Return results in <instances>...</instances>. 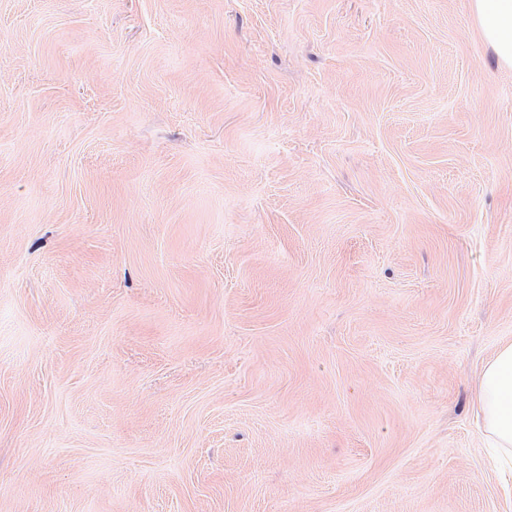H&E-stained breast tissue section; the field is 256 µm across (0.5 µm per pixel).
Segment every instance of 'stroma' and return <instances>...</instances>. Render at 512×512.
Returning <instances> with one entry per match:
<instances>
[{"mask_svg":"<svg viewBox=\"0 0 512 512\" xmlns=\"http://www.w3.org/2000/svg\"><path fill=\"white\" fill-rule=\"evenodd\" d=\"M507 340L470 0H0V512H508ZM472 408L482 419L484 439L501 458V489L512 500V341L501 343L484 363Z\"/></svg>","mask_w":512,"mask_h":512,"instance_id":"obj_1","label":"stroma"}]
</instances>
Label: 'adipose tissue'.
I'll return each mask as SVG.
<instances>
[{
    "label": "adipose tissue",
    "instance_id": "adipose-tissue-1",
    "mask_svg": "<svg viewBox=\"0 0 512 512\" xmlns=\"http://www.w3.org/2000/svg\"><path fill=\"white\" fill-rule=\"evenodd\" d=\"M479 33L498 64L512 68V0H470ZM482 419L483 437L498 452L500 485L512 499V341L500 344L484 363L472 400Z\"/></svg>",
    "mask_w": 512,
    "mask_h": 512
}]
</instances>
